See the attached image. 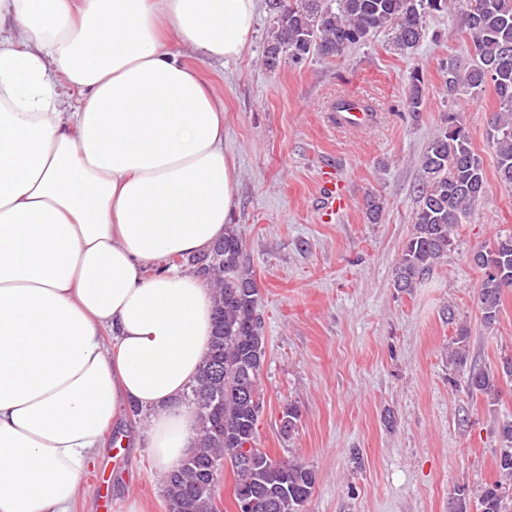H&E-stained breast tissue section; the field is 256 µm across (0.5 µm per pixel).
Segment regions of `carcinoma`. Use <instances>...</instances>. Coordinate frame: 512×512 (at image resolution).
<instances>
[{
	"instance_id": "obj_1",
	"label": "carcinoma",
	"mask_w": 512,
	"mask_h": 512,
	"mask_svg": "<svg viewBox=\"0 0 512 512\" xmlns=\"http://www.w3.org/2000/svg\"><path fill=\"white\" fill-rule=\"evenodd\" d=\"M267 0L274 24L266 48L273 66L286 53L293 61L314 52L340 58L352 46L388 30L394 50L410 53L426 34L427 18L452 9L458 0ZM466 31L473 48L463 67L454 59L443 65L448 91L469 95L494 87L498 109L488 123L489 143L496 154L499 183L512 188V0H466ZM424 90L412 74L407 111L415 119L422 112ZM423 178L418 188L414 232L394 268L393 286L409 292L434 265L448 255L457 227L465 224L487 190L481 158L457 113L450 112L421 159ZM369 221L377 224L384 203L375 195L365 202ZM482 272L477 300L481 325L493 327L505 290L512 289V234L500 235L473 252ZM169 264L190 265L212 289L214 326L198 379L184 399L196 409L200 446L164 476L168 512H218L215 489L222 468H231L233 497L239 506L246 498L275 500L274 512H307L317 483L316 471L298 458L271 457L258 448V423L264 407L259 376L266 355L259 314L260 293L253 271L244 259L243 239L236 225L203 255ZM470 330L461 325L448 353V363L468 368L469 394L489 400L500 396L498 377L469 367ZM503 448L496 461L499 479L483 487L481 512H512V419L502 422Z\"/></svg>"
}]
</instances>
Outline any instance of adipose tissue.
<instances>
[{
  "label": "adipose tissue",
  "mask_w": 512,
  "mask_h": 512,
  "mask_svg": "<svg viewBox=\"0 0 512 512\" xmlns=\"http://www.w3.org/2000/svg\"><path fill=\"white\" fill-rule=\"evenodd\" d=\"M258 0H0V512H70L116 415L169 473L237 203L224 103L189 57L238 59Z\"/></svg>",
  "instance_id": "adipose-tissue-1"
}]
</instances>
